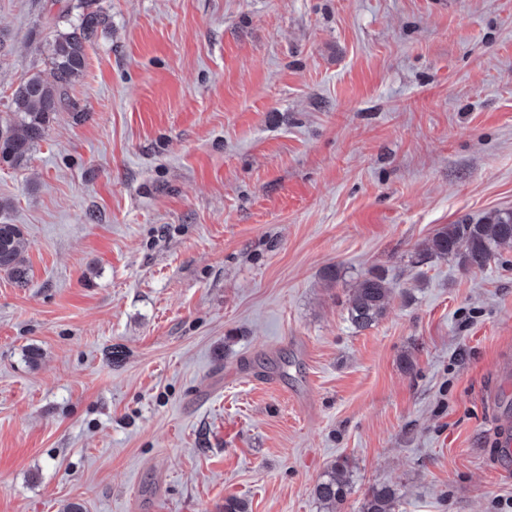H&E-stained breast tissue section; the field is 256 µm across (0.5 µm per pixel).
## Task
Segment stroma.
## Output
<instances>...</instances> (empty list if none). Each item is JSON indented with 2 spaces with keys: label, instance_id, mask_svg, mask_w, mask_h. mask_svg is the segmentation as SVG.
Wrapping results in <instances>:
<instances>
[{
  "label": "stroma",
  "instance_id": "obj_1",
  "mask_svg": "<svg viewBox=\"0 0 512 512\" xmlns=\"http://www.w3.org/2000/svg\"><path fill=\"white\" fill-rule=\"evenodd\" d=\"M79 5L0 0V116ZM99 6L86 119L0 166V512H321L340 456L341 512H512V246L417 261L512 209V0ZM512 244V212H495L472 224L461 222L441 227L419 250L418 256L459 255L466 270H482L495 257L496 250ZM23 231L18 224L0 223V273L23 286L28 281V268L22 258ZM392 290L381 271L361 276L345 302L348 321L357 329L377 323L387 311ZM351 476V461L348 457H340L318 480L313 493L324 512H340L352 490ZM397 497L388 486H373L365 494L361 512H396Z\"/></svg>",
  "mask_w": 512,
  "mask_h": 512
}]
</instances>
